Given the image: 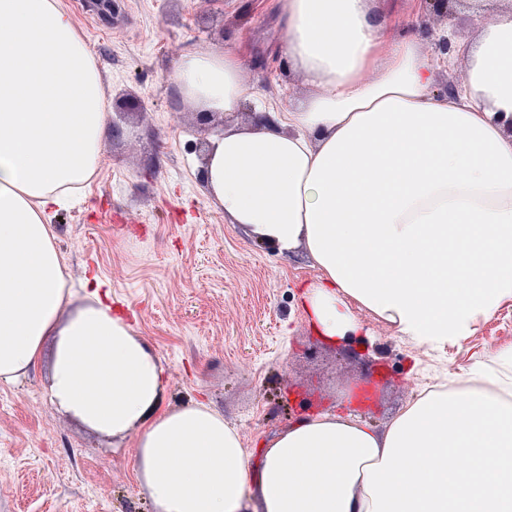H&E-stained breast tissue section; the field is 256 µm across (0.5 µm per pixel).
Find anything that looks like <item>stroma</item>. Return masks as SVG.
Listing matches in <instances>:
<instances>
[{
  "label": "stroma",
  "mask_w": 512,
  "mask_h": 512,
  "mask_svg": "<svg viewBox=\"0 0 512 512\" xmlns=\"http://www.w3.org/2000/svg\"><path fill=\"white\" fill-rule=\"evenodd\" d=\"M90 48L110 120L97 168L76 203L55 214L57 247L77 295L98 290L159 355L165 402L204 401L238 428L251 454L307 410L333 409L364 381L374 384L366 417L384 427L421 387L459 373L478 356L512 345V302L469 336L427 352L372 324L330 344L301 308L318 270L225 222L200 180L205 134L176 98L169 76L191 46L240 47L243 81L268 103L310 92L275 45L285 38L270 0H113L104 18L90 0H61ZM389 33L421 29L423 49L446 31L458 53L438 69L434 90L462 86L461 47L479 21L456 10L434 16L424 0H379ZM140 101L129 109L128 98ZM130 442L91 435L60 415L44 371L0 385V512H153L136 476Z\"/></svg>",
  "instance_id": "stroma-1"
}]
</instances>
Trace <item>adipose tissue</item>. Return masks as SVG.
<instances>
[{
	"instance_id": "obj_1",
	"label": "adipose tissue",
	"mask_w": 512,
	"mask_h": 512,
	"mask_svg": "<svg viewBox=\"0 0 512 512\" xmlns=\"http://www.w3.org/2000/svg\"><path fill=\"white\" fill-rule=\"evenodd\" d=\"M461 3L482 23L451 96L432 87L448 56L390 37L371 0H279L282 52L313 89L294 108L243 82L235 44L188 48L170 76L197 111L252 106L250 127L210 138L207 194L321 270L302 309L329 342L357 335L363 313L437 349L512 302V0ZM109 129L60 0H0V385L46 366L58 413L132 441L154 512H512V346L422 389L385 428L349 401L303 417L257 463L219 411L166 405L155 350L97 296L75 299L51 222Z\"/></svg>"
}]
</instances>
